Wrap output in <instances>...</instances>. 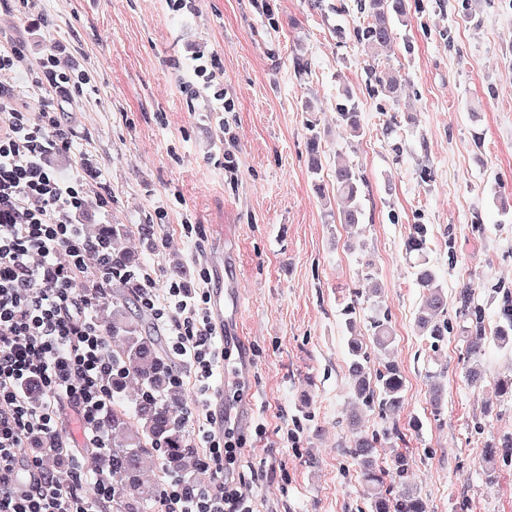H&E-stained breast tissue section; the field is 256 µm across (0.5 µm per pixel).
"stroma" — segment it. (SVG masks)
<instances>
[{"instance_id": "1", "label": "stroma", "mask_w": 512, "mask_h": 512, "mask_svg": "<svg viewBox=\"0 0 512 512\" xmlns=\"http://www.w3.org/2000/svg\"><path fill=\"white\" fill-rule=\"evenodd\" d=\"M362 22L357 0H196L190 14L165 0L0 9V34L29 58L50 51L91 77L82 94L59 99L72 145L48 156L87 184L80 223L125 225L160 296L173 262L198 289L223 248H235L228 275L252 362L241 389L268 428L294 424L300 437L264 448L245 430L242 472L257 512H371L346 452L356 403L343 315L357 303L356 332L367 335L368 270L405 378L391 419L362 413L363 430L392 421L406 436L383 442L380 461L409 449L407 481L428 512H512V460L497 463L494 482L483 474L488 435L512 433V397L496 392L512 375V348L494 340L512 300V0H407L393 44L371 61L356 39ZM199 54L218 57L232 111L211 112L202 81L183 87ZM298 56L309 63L302 74ZM371 64L401 71L399 100L381 92ZM349 97L359 136L339 116ZM313 122L325 132L317 177L306 147ZM340 162L366 180L354 227L333 218ZM142 224L156 226L159 247L140 240ZM418 224L429 239L422 251L408 246ZM423 266L449 296L473 288L488 338L478 385L463 379L461 323L436 347L416 329ZM440 369L447 395L436 411L428 374ZM271 459L279 466L267 480Z\"/></svg>"}]
</instances>
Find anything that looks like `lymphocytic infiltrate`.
Segmentation results:
<instances>
[{"label":"lymphocytic infiltrate","mask_w":512,"mask_h":512,"mask_svg":"<svg viewBox=\"0 0 512 512\" xmlns=\"http://www.w3.org/2000/svg\"><path fill=\"white\" fill-rule=\"evenodd\" d=\"M2 70L34 76L37 93L31 102L0 85V512H89L90 498L111 502V472L78 474L63 486L42 458L71 455L78 444L100 454L112 446L102 428L111 399L109 340L91 315L112 280V257L90 253L75 222L85 202L82 181L47 161L50 151L71 147L55 100L90 77L62 70L51 53L29 60L8 37H0ZM134 279L140 304L163 326L193 380L196 405L179 414L181 424L192 423L227 358L217 347L208 293L191 295L173 282L161 300L149 273ZM32 383L42 389L40 400L26 391ZM64 405L75 415L70 433L60 423ZM31 440L41 456L27 454ZM244 444L229 422L223 442L202 433L211 481L189 487L170 480L161 512H254L241 490Z\"/></svg>","instance_id":"obj_1"}]
</instances>
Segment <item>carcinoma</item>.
Listing matches in <instances>:
<instances>
[{
	"label": "carcinoma",
	"mask_w": 512,
	"mask_h": 512,
	"mask_svg": "<svg viewBox=\"0 0 512 512\" xmlns=\"http://www.w3.org/2000/svg\"><path fill=\"white\" fill-rule=\"evenodd\" d=\"M358 9L367 18L366 25L356 31L358 43L371 51L391 45L394 27L406 14L405 0H359ZM374 80L385 93L395 98L404 76L398 71H381ZM342 120L351 131H362L360 115L353 103L340 108ZM308 150L310 172L317 176L322 170L321 134L310 125ZM336 196L341 202L337 221L344 225L362 223L364 219V182L356 169L339 164L334 173ZM126 230L122 224H86L83 236L90 249L106 248L112 254V269L121 273L140 266L139 257L122 246ZM371 282L367 298L374 299L376 313L369 321L371 344L380 355H387L393 344L388 314L379 309L381 287L367 274ZM416 283L423 291L415 324L420 335L436 344L448 335V294L438 281L435 269L425 266L416 272ZM136 283L125 277L112 278V319L105 324V333L112 339V401L107 409L103 429L112 434L109 456L112 467V512H145L159 504L163 489L147 483L141 477L145 464L159 461L173 477L187 471L193 456L185 426L177 420L182 398L173 383L175 358L163 338L149 326L150 314L141 307ZM459 319L467 323L464 337V380L472 386L481 379L476 364L486 351L487 337L481 308L475 304L474 292L466 286L458 291ZM349 372L361 405L379 410L381 415L395 411L403 401L405 378L399 365L387 359L381 368L370 371L369 352L357 336L347 339ZM430 402L441 405L445 395V375H429ZM353 437L348 453L358 464L363 480L372 487V512H427L424 499L406 486L407 459L399 454L386 467L377 464L376 448L386 440L402 439L399 429L386 426L380 433L368 434L358 427V415L351 416ZM512 458V434L491 435L484 446V458Z\"/></svg>",
	"instance_id": "obj_1"
}]
</instances>
